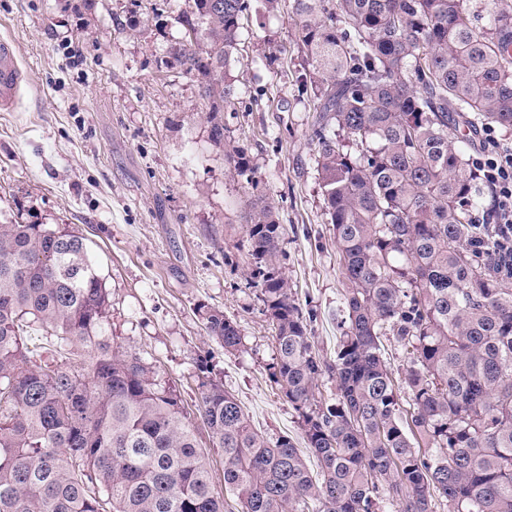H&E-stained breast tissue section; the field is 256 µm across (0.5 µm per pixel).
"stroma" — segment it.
Listing matches in <instances>:
<instances>
[{"label":"stroma","instance_id":"1","mask_svg":"<svg viewBox=\"0 0 512 512\" xmlns=\"http://www.w3.org/2000/svg\"><path fill=\"white\" fill-rule=\"evenodd\" d=\"M184 0H0V36L27 75L0 111V220L68 224L91 241L112 297V338L154 364L185 405L223 383L254 428L304 441L271 382L272 325L248 276V190L225 172L195 79L167 65ZM237 96L222 114L257 178L279 200L283 269L325 358L335 356L344 280L314 164V90L292 0L242 21ZM242 333L228 354L200 306Z\"/></svg>","mask_w":512,"mask_h":512}]
</instances>
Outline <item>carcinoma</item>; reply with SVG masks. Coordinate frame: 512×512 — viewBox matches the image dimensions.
<instances>
[{
  "instance_id": "obj_1",
  "label": "carcinoma",
  "mask_w": 512,
  "mask_h": 512,
  "mask_svg": "<svg viewBox=\"0 0 512 512\" xmlns=\"http://www.w3.org/2000/svg\"><path fill=\"white\" fill-rule=\"evenodd\" d=\"M250 7L185 0L168 55L198 82L227 176L250 189L242 220L275 331L270 377L318 470L288 436L258 434L213 380L200 383L203 444L180 391L112 343L87 238L0 222V512H512V268L476 221L488 188L473 157L448 138L456 124L512 129V8L293 0L347 285L329 361L282 272L278 203L222 121ZM202 317L225 352L241 349L236 321ZM388 336L408 354L397 378ZM208 446L223 455L222 490Z\"/></svg>"
}]
</instances>
